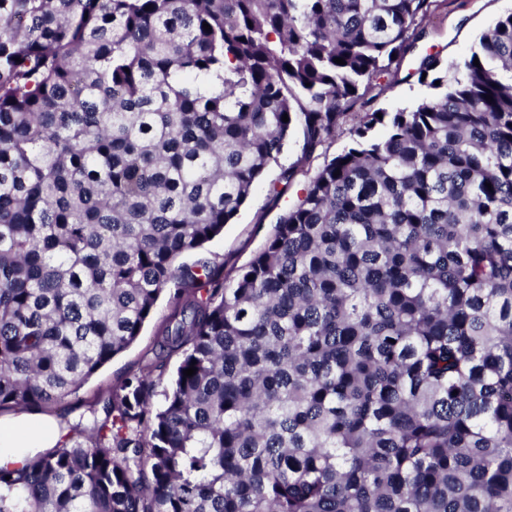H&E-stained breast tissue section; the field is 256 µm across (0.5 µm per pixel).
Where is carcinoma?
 I'll return each mask as SVG.
<instances>
[{
  "mask_svg": "<svg viewBox=\"0 0 512 512\" xmlns=\"http://www.w3.org/2000/svg\"><path fill=\"white\" fill-rule=\"evenodd\" d=\"M434 5L0 0V410L80 409L170 298L0 512H512V12L367 109ZM296 133L268 206L300 192L224 272ZM353 121H348L342 130L336 135L334 141L329 145L327 151L324 152L315 162V166H323L328 163L334 156H337L354 145L350 128ZM295 136L288 144V150L279 159V164L268 167L264 180L257 186L247 203L240 209L231 224L224 226V233L207 244L210 256L217 262H226V270L247 264L262 248L276 222L278 210L268 212L262 224H257L267 203L269 185L277 178L280 165L291 163L298 153ZM169 295L164 293L157 302L153 317L147 321L137 341L125 352L114 357L70 397L71 403L87 404L117 384L128 373L138 370L151 346L158 325L168 315Z\"/></svg>",
  "mask_w": 512,
  "mask_h": 512,
  "instance_id": "1",
  "label": "carcinoma"
}]
</instances>
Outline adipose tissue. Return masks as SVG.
<instances>
[{"instance_id":"adipose-tissue-1","label":"adipose tissue","mask_w":512,"mask_h":512,"mask_svg":"<svg viewBox=\"0 0 512 512\" xmlns=\"http://www.w3.org/2000/svg\"><path fill=\"white\" fill-rule=\"evenodd\" d=\"M60 439L58 427L49 419L23 413L0 418V467L22 468L35 449L54 447Z\"/></svg>"}]
</instances>
